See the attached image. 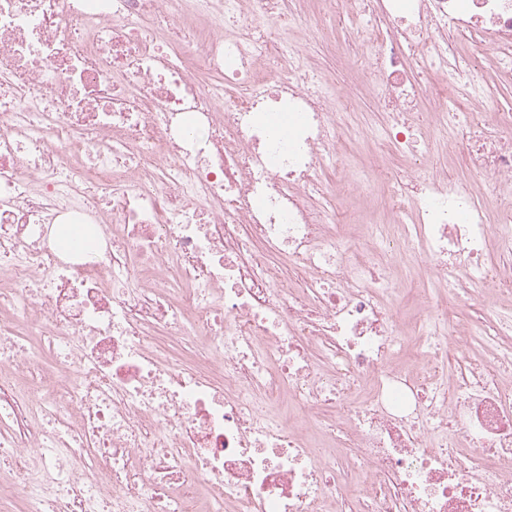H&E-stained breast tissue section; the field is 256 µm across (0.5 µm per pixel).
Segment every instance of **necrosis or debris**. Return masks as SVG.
Here are the masks:
<instances>
[{
	"label": "necrosis or debris",
	"mask_w": 512,
	"mask_h": 512,
	"mask_svg": "<svg viewBox=\"0 0 512 512\" xmlns=\"http://www.w3.org/2000/svg\"><path fill=\"white\" fill-rule=\"evenodd\" d=\"M333 2L364 22L369 172L340 155L354 97L310 90L288 38L318 15L0 0V457L26 512H512V113L474 119L512 80V0ZM351 188L387 216L352 239L314 204ZM57 224L92 250L62 254Z\"/></svg>",
	"instance_id": "obj_1"
}]
</instances>
